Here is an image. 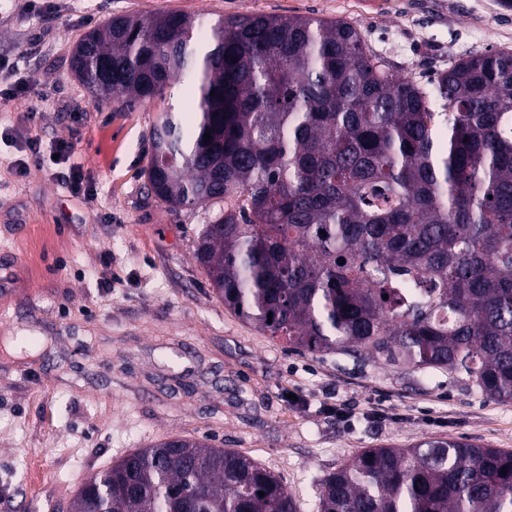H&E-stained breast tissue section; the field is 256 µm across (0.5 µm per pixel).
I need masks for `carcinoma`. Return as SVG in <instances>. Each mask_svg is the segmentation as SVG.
I'll use <instances>...</instances> for the list:
<instances>
[{
	"instance_id": "1",
	"label": "carcinoma",
	"mask_w": 512,
	"mask_h": 512,
	"mask_svg": "<svg viewBox=\"0 0 512 512\" xmlns=\"http://www.w3.org/2000/svg\"><path fill=\"white\" fill-rule=\"evenodd\" d=\"M72 72L106 88L95 102L128 106L189 81L193 119L160 114L143 174L171 206L233 201L195 255L240 319L298 352L462 369L512 400L511 50L421 85L347 20L171 12L90 29ZM318 509L512 512V450L450 437L368 448L326 476ZM69 512L297 504L251 457L174 436L89 477Z\"/></svg>"
}]
</instances>
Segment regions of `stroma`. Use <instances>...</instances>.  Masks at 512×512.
Wrapping results in <instances>:
<instances>
[{
    "mask_svg": "<svg viewBox=\"0 0 512 512\" xmlns=\"http://www.w3.org/2000/svg\"><path fill=\"white\" fill-rule=\"evenodd\" d=\"M184 12L355 22L370 52L424 84L475 51L512 48L498 0H0V512H58L90 475L170 436L242 452L300 512L354 454L463 437L512 450V400L465 371L289 349L225 308L195 250L213 205L172 207L142 171L182 85L130 107L95 103L71 73L108 17ZM72 146L87 188L16 165Z\"/></svg>",
    "mask_w": 512,
    "mask_h": 512,
    "instance_id": "stroma-1",
    "label": "stroma"
}]
</instances>
